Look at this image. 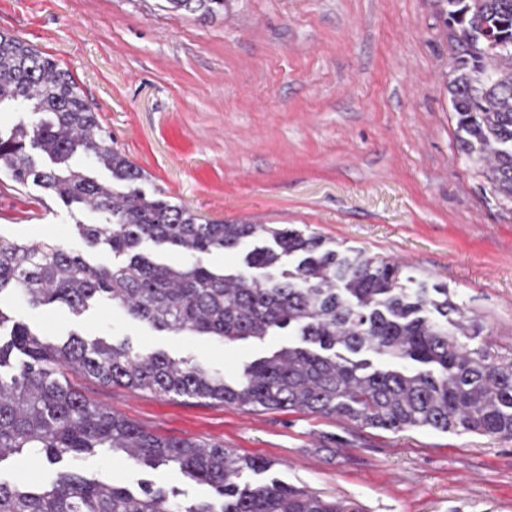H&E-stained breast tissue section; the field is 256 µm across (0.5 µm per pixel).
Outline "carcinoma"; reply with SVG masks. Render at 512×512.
Here are the masks:
<instances>
[{"instance_id":"carcinoma-1","label":"carcinoma","mask_w":512,"mask_h":512,"mask_svg":"<svg viewBox=\"0 0 512 512\" xmlns=\"http://www.w3.org/2000/svg\"><path fill=\"white\" fill-rule=\"evenodd\" d=\"M202 19L228 0H165ZM452 53L447 89L455 138L482 168L491 194L512 204V0H436ZM18 118L0 130V166L22 187L65 206L89 208L103 224H76L90 249L124 257L108 267L51 239L0 236V461L36 449L51 464L106 448L146 466L175 465L209 486L212 501L183 503L153 488L132 492L106 479L62 473L0 480V512H363L244 474L267 469L220 445L158 437L90 404L65 379L73 370L104 384L226 405L337 417L361 428L477 433L512 438V352L495 351L478 318L447 286H427L397 262L331 247L286 224L199 222L160 193L112 147V133L71 74L24 41L0 32V106ZM78 157L82 165L71 166ZM102 168L110 180L89 175ZM175 248L167 264L143 245ZM244 253L246 270L215 271L213 252ZM81 314L107 301L159 331L220 341L262 339L292 329L288 346L227 377L189 358L143 354L129 343L53 341L3 302ZM384 367L375 368L366 356Z\"/></svg>"}]
</instances>
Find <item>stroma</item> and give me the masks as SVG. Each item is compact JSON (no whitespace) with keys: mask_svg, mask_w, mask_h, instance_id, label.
Wrapping results in <instances>:
<instances>
[{"mask_svg":"<svg viewBox=\"0 0 512 512\" xmlns=\"http://www.w3.org/2000/svg\"><path fill=\"white\" fill-rule=\"evenodd\" d=\"M434 0H229L201 20L165 0H0V32L67 69L114 148L159 191L205 221L290 224L331 245L397 260L447 285L512 348V204L457 149L446 83L450 48ZM67 209L0 168V235L75 247ZM55 339L128 341L234 376L299 339L289 330L222 342L173 334L92 304L82 315L15 303ZM91 403L145 431L221 445L269 462L259 473L363 512H512V439L427 428L393 433L336 417L246 410L159 395L67 372ZM142 481L192 503L207 485L98 451L61 466L29 452L0 479L48 482L58 469Z\"/></svg>","mask_w":512,"mask_h":512,"instance_id":"1","label":"stroma"}]
</instances>
